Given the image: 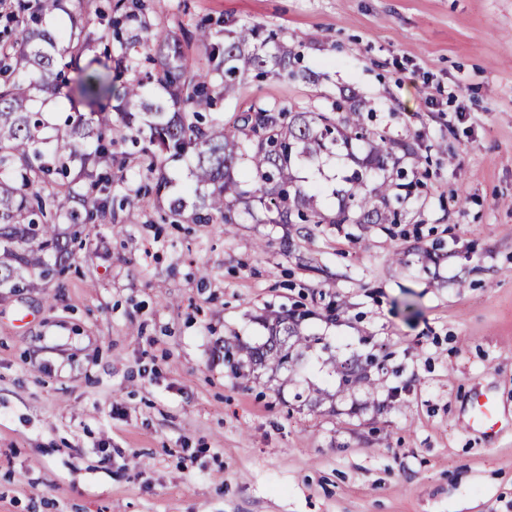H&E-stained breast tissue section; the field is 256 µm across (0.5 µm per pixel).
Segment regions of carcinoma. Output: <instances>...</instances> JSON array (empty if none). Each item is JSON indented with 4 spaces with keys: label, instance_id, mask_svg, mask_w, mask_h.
Returning a JSON list of instances; mask_svg holds the SVG:
<instances>
[{
    "label": "carcinoma",
    "instance_id": "carcinoma-1",
    "mask_svg": "<svg viewBox=\"0 0 512 512\" xmlns=\"http://www.w3.org/2000/svg\"><path fill=\"white\" fill-rule=\"evenodd\" d=\"M14 0L9 18L19 28L20 41L0 42V288L20 293L39 288L68 271L76 260L80 228L112 221V178L119 129L149 131L137 157L138 175L148 178L171 158L191 156L182 195L171 200L168 218L178 221L187 205L195 209L197 224L238 223L233 202L257 201L278 223H292V214L311 224H384L388 221L390 185L371 187L367 177L354 172L349 203L326 219L314 211L315 195L292 187V167L312 163L337 143H349L358 129L361 109L336 116L323 112H292L275 105H252L232 124L206 119L196 107L211 100L212 73L223 71L224 92L236 91V73L268 65L287 70L288 48L276 44L262 54L252 48L254 30L242 28L224 45L221 61L206 71L192 67L184 45H208L210 29L201 23L184 38L163 32L154 35L158 69L129 81L122 76L133 62L87 72L80 61L90 51L95 31L102 26L136 21L147 25V0H115L113 18L98 0ZM60 14L69 24L50 29L48 19ZM75 77L65 78L58 60ZM70 88L89 112L69 114L64 125L50 122L44 107ZM193 111L189 121L185 112ZM390 155L385 139L367 157L370 168H380ZM271 334L260 347L240 342L224 344V361L239 373L243 363L295 371L299 349L322 338L306 335L300 318L288 313L270 316ZM342 389L350 390L371 379L354 361L329 357Z\"/></svg>",
    "mask_w": 512,
    "mask_h": 512
}]
</instances>
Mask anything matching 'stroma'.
Instances as JSON below:
<instances>
[{"instance_id": "1", "label": "stroma", "mask_w": 512, "mask_h": 512, "mask_svg": "<svg viewBox=\"0 0 512 512\" xmlns=\"http://www.w3.org/2000/svg\"><path fill=\"white\" fill-rule=\"evenodd\" d=\"M186 10H178V2ZM151 29L254 26L291 73L249 69L202 115L362 107L395 151V224H335L368 153L294 167L324 224H167L112 190L114 224L48 287L0 296V512H512V0H150ZM294 309L314 405L224 366ZM377 355L372 388L326 363ZM480 390L502 430H468Z\"/></svg>"}]
</instances>
